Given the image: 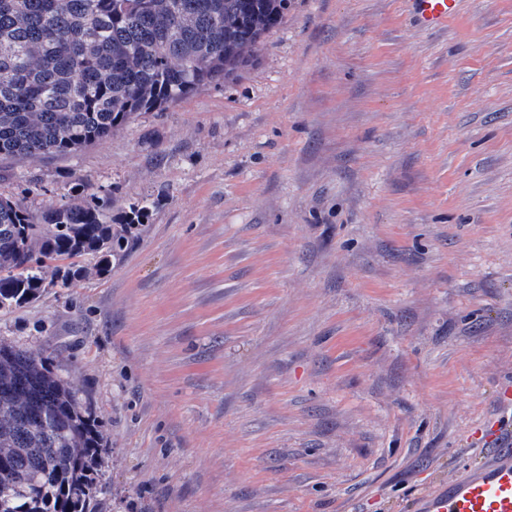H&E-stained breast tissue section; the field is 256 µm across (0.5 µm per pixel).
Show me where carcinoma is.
<instances>
[{
    "instance_id": "obj_1",
    "label": "carcinoma",
    "mask_w": 512,
    "mask_h": 512,
    "mask_svg": "<svg viewBox=\"0 0 512 512\" xmlns=\"http://www.w3.org/2000/svg\"><path fill=\"white\" fill-rule=\"evenodd\" d=\"M289 0H0V158L68 156L143 112L234 80ZM31 213L0 198V308L109 271L155 201L112 218L86 184ZM104 436L48 358L0 341V512H103Z\"/></svg>"
}]
</instances>
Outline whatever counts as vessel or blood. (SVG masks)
<instances>
[{
  "label": "vessel or blood",
  "mask_w": 512,
  "mask_h": 512,
  "mask_svg": "<svg viewBox=\"0 0 512 512\" xmlns=\"http://www.w3.org/2000/svg\"><path fill=\"white\" fill-rule=\"evenodd\" d=\"M419 23L444 26L456 0H408ZM414 512H512V434L497 432L483 461L423 493Z\"/></svg>",
  "instance_id": "vessel-or-blood-1"
}]
</instances>
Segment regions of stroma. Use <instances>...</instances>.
<instances>
[{"label": "stroma", "instance_id": "stroma-1", "mask_svg": "<svg viewBox=\"0 0 512 512\" xmlns=\"http://www.w3.org/2000/svg\"><path fill=\"white\" fill-rule=\"evenodd\" d=\"M82 181L158 204L0 340L95 413L106 512H410L512 428V0H290L235 80L0 161L35 214ZM419 23L429 29L444 26L454 13L456 0H405Z\"/></svg>", "mask_w": 512, "mask_h": 512}]
</instances>
